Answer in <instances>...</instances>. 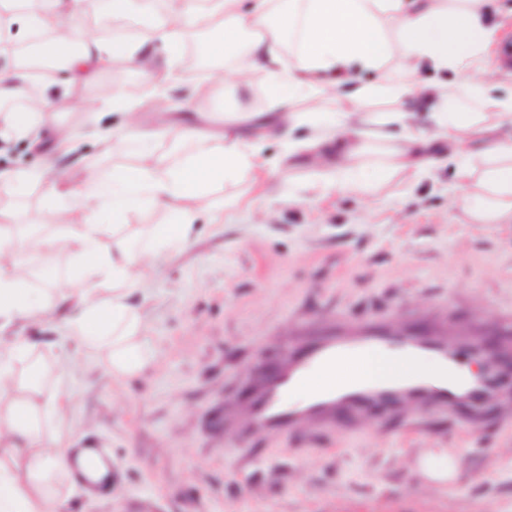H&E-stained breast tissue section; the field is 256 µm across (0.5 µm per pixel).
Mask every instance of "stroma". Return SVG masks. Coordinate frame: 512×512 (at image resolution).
<instances>
[{"label": "stroma", "mask_w": 512, "mask_h": 512, "mask_svg": "<svg viewBox=\"0 0 512 512\" xmlns=\"http://www.w3.org/2000/svg\"><path fill=\"white\" fill-rule=\"evenodd\" d=\"M153 21L141 0L113 20L100 0H85L76 24L108 41L148 33ZM213 65L202 55L195 68L180 66L182 88L162 112L157 84L137 68L103 72L82 90L78 111L64 72H55L38 84L48 102L40 145L0 140V169H39L59 125L77 134L69 180L88 168L108 176L135 164L90 134L120 127V116L101 107L116 91L139 102V136L162 123L220 133L210 115L238 98L231 76L210 100L188 95ZM252 142L260 178L216 185L223 223L198 215L187 245L159 254L145 281L139 302L156 366L124 383L94 363H77L67 376L70 407L60 427L70 447L102 441L115 465L113 488L75 497L68 512H512V419L495 407L477 428L460 414L423 413L412 434L383 410L356 432L305 428L242 442L225 427V412L257 369L324 320L445 321L478 335L512 319V223L473 224L449 209L454 160L383 182L369 199L315 193L308 155L290 159L282 142ZM2 206L18 209L20 223H47L38 186L20 195L1 185ZM431 463L456 470L433 480L423 472Z\"/></svg>", "instance_id": "1"}]
</instances>
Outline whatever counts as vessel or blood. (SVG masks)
<instances>
[{"label": "vessel or blood", "mask_w": 512, "mask_h": 512, "mask_svg": "<svg viewBox=\"0 0 512 512\" xmlns=\"http://www.w3.org/2000/svg\"><path fill=\"white\" fill-rule=\"evenodd\" d=\"M391 351L404 358L429 357V377H412L396 367L385 383L340 378L344 355ZM462 360L448 351V331L421 325L395 327L358 321L328 328L324 335L293 346L255 381L248 396L224 417L237 434H283L305 427L336 425L360 429L364 414L384 408L402 415L417 410L465 411L479 425L487 402L497 397L495 380L480 383L462 374Z\"/></svg>", "instance_id": "obj_1"}]
</instances>
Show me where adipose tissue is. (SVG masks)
Masks as SVG:
<instances>
[{"label":"adipose tissue","mask_w":512,"mask_h":512,"mask_svg":"<svg viewBox=\"0 0 512 512\" xmlns=\"http://www.w3.org/2000/svg\"><path fill=\"white\" fill-rule=\"evenodd\" d=\"M82 2L0 0V38L21 32L30 53L62 64L69 98L118 63L135 65L166 89L180 87L175 65L189 34L205 26L209 54L240 56L239 89L266 77L267 108H226L222 136L168 165L148 163L152 148L144 143L142 162L113 168L108 177L89 170L70 184L57 158L74 152V134L62 128L56 155L40 172L0 171V185L19 191L34 183L45 199L59 203L52 231L41 234L0 208V512H64L75 496L111 482V461L87 462L85 453H71L46 433V422L68 408L64 394L49 386L63 382L81 360L101 364L116 379L153 364L131 297L141 291L142 272L154 266L157 253L181 248L197 214L210 211L213 185L254 168V146L240 133L244 123L286 141L289 156L312 154L326 186L340 194L368 193L375 181L396 174L419 177L442 155L458 160L462 194L449 197V205H465L479 224L512 222V94L502 93L497 73L485 65L502 27L490 18L487 0H165L151 35L110 43L78 34L71 20ZM156 42L167 49L164 61L153 53ZM290 42L296 49L288 56ZM448 71L458 82L437 92L430 73ZM367 73L372 81H364ZM325 96L335 97V110L320 109ZM376 98L392 99L398 108L372 129L364 108ZM298 99L308 104L305 115L293 109ZM104 105L123 122L120 132L101 138L112 151H126L139 126L137 106L120 93ZM423 115L433 132L422 128ZM393 122L402 128L400 138L388 162L367 178L361 163L366 147L386 138ZM301 124L309 136L292 139ZM491 129L508 136L474 150L475 139ZM67 196L72 204L61 205ZM149 208L167 215L151 230V250L106 249L117 228L129 227ZM102 212L111 214V223L98 222ZM62 253L71 259L63 283L33 287L25 256L51 269ZM56 320L59 338L29 336V329ZM18 326L25 335L15 334Z\"/></svg>","instance_id":"1"}]
</instances>
